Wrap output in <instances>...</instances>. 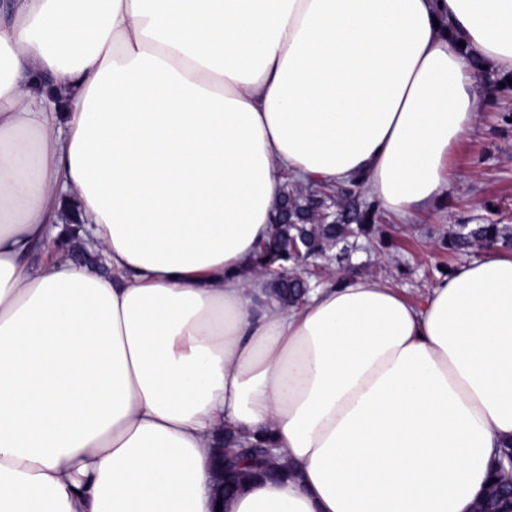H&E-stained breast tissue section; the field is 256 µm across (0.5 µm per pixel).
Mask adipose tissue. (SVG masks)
Wrapping results in <instances>:
<instances>
[{"label": "adipose tissue", "instance_id": "obj_1", "mask_svg": "<svg viewBox=\"0 0 512 512\" xmlns=\"http://www.w3.org/2000/svg\"><path fill=\"white\" fill-rule=\"evenodd\" d=\"M512 72V0H8L0 8V512H473L512 443V255L420 301H279L284 181L395 222ZM294 478L216 505L224 431Z\"/></svg>", "mask_w": 512, "mask_h": 512}]
</instances>
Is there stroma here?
<instances>
[{
	"label": "stroma",
	"instance_id": "stroma-1",
	"mask_svg": "<svg viewBox=\"0 0 512 512\" xmlns=\"http://www.w3.org/2000/svg\"><path fill=\"white\" fill-rule=\"evenodd\" d=\"M500 72L477 80L490 92L479 105L476 129L453 157V177L444 208L404 226L382 216L370 237L348 245L349 258L336 270L376 277L418 300L438 275L480 259L483 247L448 251L449 234L460 224H496L512 230V91H498Z\"/></svg>",
	"mask_w": 512,
	"mask_h": 512
}]
</instances>
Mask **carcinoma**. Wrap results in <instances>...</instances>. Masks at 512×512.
Segmentation results:
<instances>
[{"instance_id": "carcinoma-1", "label": "carcinoma", "mask_w": 512, "mask_h": 512, "mask_svg": "<svg viewBox=\"0 0 512 512\" xmlns=\"http://www.w3.org/2000/svg\"><path fill=\"white\" fill-rule=\"evenodd\" d=\"M288 194V223L276 222L271 237L260 244L258 249L259 266L266 268L271 263H292V270L280 276L277 289L282 299L295 302L301 297L300 283L293 270L300 268L305 261V253H292L288 250V236L304 241L310 253L320 252L334 246L340 253L347 251L348 239L364 232L368 225L375 223L378 207L375 203L359 199L357 192L350 188H330L310 184L304 188L294 186ZM336 196L334 223L324 222L328 197ZM508 246L512 243V233L497 224H480L468 231H459L448 237V249H466L473 244L493 246L497 243ZM214 464L217 471L224 473L223 495L239 491L252 480L277 471L276 460L246 462L225 461L221 449L214 451Z\"/></svg>"}]
</instances>
